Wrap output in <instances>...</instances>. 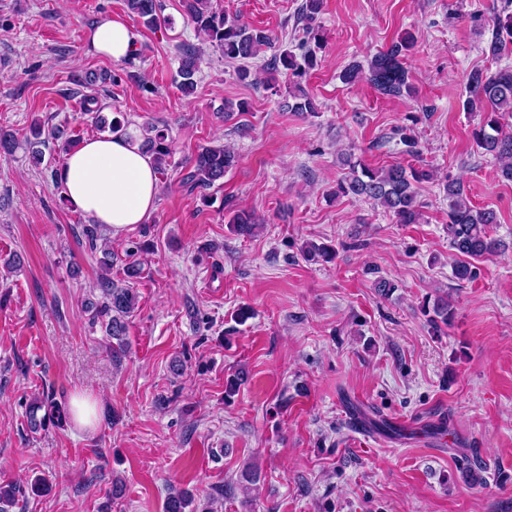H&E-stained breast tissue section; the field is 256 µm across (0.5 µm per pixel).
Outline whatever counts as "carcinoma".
Instances as JSON below:
<instances>
[{
  "label": "carcinoma",
  "instance_id": "1",
  "mask_svg": "<svg viewBox=\"0 0 512 512\" xmlns=\"http://www.w3.org/2000/svg\"><path fill=\"white\" fill-rule=\"evenodd\" d=\"M187 17L195 25L203 43L222 53L230 61H239L238 77L247 80L253 72L249 61L258 57L263 48L271 46V39L263 31L250 29L240 21L224 13L213 5V0H182ZM128 10L136 14L147 26H155L160 22L159 0H126ZM321 41L318 28H306L305 40L301 48L305 52L296 56L292 51L284 49L272 59V69L283 68L296 78L305 70L314 66L313 53L306 49L311 43ZM413 39L409 35L402 36L392 42L386 49L376 53L362 66L351 64L342 73L347 84L359 80H367L380 94L389 97H400L403 92L410 91L408 70L404 66L403 57L410 50ZM512 49V13L496 14L494 30L484 52L497 59ZM179 53V76L182 78L180 89L189 94L194 90V77L203 61L202 51L192 45H181ZM469 96L464 102V109L470 113H478L481 121L472 131V138L485 156L491 157L496 166L499 178L512 182V131L504 130L502 120L512 117V67L507 65L494 71L474 68L467 75ZM288 97L293 103L288 109L302 115L317 112V104L312 95L295 81L288 87ZM97 122L101 128L110 132H120L131 138L140 140L141 148L152 157L157 172L165 169V163L172 154V142L165 130L155 125H142L130 132L128 122L106 120L99 116ZM30 136L25 141L35 139L39 148L35 154L43 156L42 148L49 141L60 139L61 132L44 131L40 125L33 124L29 128ZM19 144L17 133L12 130H0V154L11 155ZM236 164L235 152L226 146H203L199 148L190 161L189 171L182 179V184L191 189H207L215 182L224 178V174ZM346 174L337 182L336 194L364 198L383 207L394 215L399 224L420 223L421 202L418 199L416 184L430 177L427 171L413 166L401 164L386 168H371L352 155L342 159ZM448 198V244L453 251V277L460 283L473 280L476 275L475 262L498 253L502 247L499 239L490 234V227L498 223V216L491 208H477L467 201L465 187L457 180H450L444 187ZM234 230L242 235L249 233L255 226L253 215L245 210L234 213L230 219ZM98 287L103 301L97 308L94 319L105 324L107 334L116 340L112 344V358L118 359L126 353L125 336L127 319L137 308V296L131 288L117 285L112 278L101 277ZM431 323L434 327L448 324L452 318V309L448 300L438 298ZM30 430L36 431L45 426L46 421L54 420L60 424L70 420V407L54 399L36 398L32 400L26 412ZM192 496L187 492H172L166 502V512H217L209 506L202 510L191 507Z\"/></svg>",
  "mask_w": 512,
  "mask_h": 512
}]
</instances>
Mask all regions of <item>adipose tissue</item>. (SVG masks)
Instances as JSON below:
<instances>
[{"mask_svg": "<svg viewBox=\"0 0 512 512\" xmlns=\"http://www.w3.org/2000/svg\"><path fill=\"white\" fill-rule=\"evenodd\" d=\"M133 42L125 21L109 14L96 21L89 36L94 53L115 61L129 53ZM57 180L68 201L112 236L145 223L156 207L157 170L138 141L126 136L86 140L66 156Z\"/></svg>", "mask_w": 512, "mask_h": 512, "instance_id": "1", "label": "adipose tissue"}]
</instances>
